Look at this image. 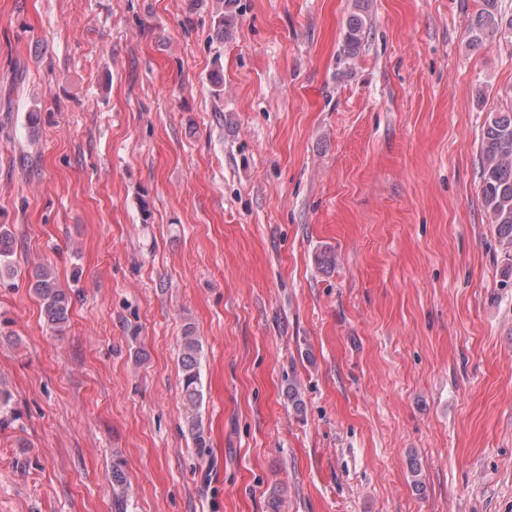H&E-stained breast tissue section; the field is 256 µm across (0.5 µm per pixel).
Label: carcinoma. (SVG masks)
Instances as JSON below:
<instances>
[{"label":"carcinoma","instance_id":"obj_1","mask_svg":"<svg viewBox=\"0 0 512 512\" xmlns=\"http://www.w3.org/2000/svg\"><path fill=\"white\" fill-rule=\"evenodd\" d=\"M233 2L224 0V12L217 16V33L221 36L230 33L233 26ZM502 15L494 2L489 0L472 21L469 39L479 45L483 38L498 31L502 25ZM366 21L360 16L351 18L345 33L344 51L356 54L365 34ZM482 200L491 223L496 226L500 243L512 258V108L507 112H494L484 127L481 141ZM13 253V237L10 231L0 227V281L12 275L9 258ZM33 293L41 302V313L47 326L57 334H63L70 319V295L60 287L50 269L44 267L34 272L31 283ZM203 345L196 335L195 327L184 326L180 349V368L185 404L192 414L190 430L194 447L200 455L209 452V443L201 423L194 414L203 399L200 380V360ZM112 495L114 512H127L128 488L124 462L117 457L112 461Z\"/></svg>","mask_w":512,"mask_h":512}]
</instances>
